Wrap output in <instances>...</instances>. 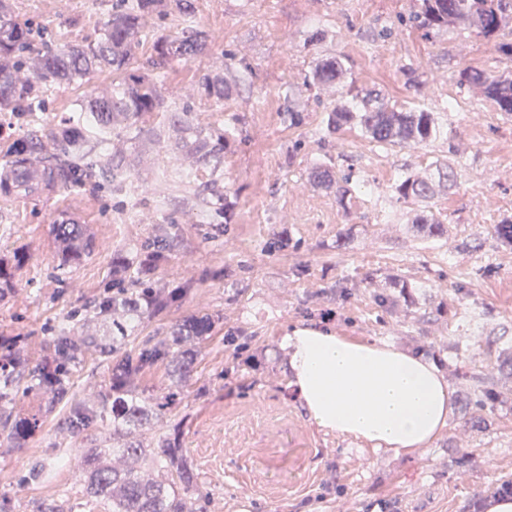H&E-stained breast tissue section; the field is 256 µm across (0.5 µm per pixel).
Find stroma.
Returning a JSON list of instances; mask_svg holds the SVG:
<instances>
[{
  "label": "stroma",
  "instance_id": "obj_1",
  "mask_svg": "<svg viewBox=\"0 0 512 512\" xmlns=\"http://www.w3.org/2000/svg\"><path fill=\"white\" fill-rule=\"evenodd\" d=\"M17 19L37 22L62 47L96 41L112 0H12ZM194 25L208 47L186 62L153 70L164 107L129 133L113 124L100 141L99 182L37 197H0V336L21 337L29 366L51 359L59 328L112 338V273L123 267L126 295L152 286L177 297L153 309L123 349L168 336L202 313L213 321L181 401L144 432L176 436L197 475L201 512H486L497 488L512 483V243L499 224L512 220V117L478 89L459 84L467 67L498 75L512 62L493 43L465 31L426 37L405 25L414 0H194ZM341 57L347 81L378 89L391 106L439 113L443 136L423 145L380 147L358 132L332 135L331 88L314 83L319 61ZM248 66L247 81L217 100L203 77L226 63ZM113 75L60 84L27 119L0 112V156L15 139L76 121L77 99L101 93ZM302 91L303 120L283 110L288 89ZM239 135L221 157L220 179L196 167L193 132L214 138L228 118ZM193 132H185L184 124ZM351 173L352 198L309 179L314 164ZM450 164L452 187L433 198L396 200L402 176L436 179ZM221 196L227 214L207 213ZM442 234L414 225L416 213ZM75 214L93 238L90 253L61 265L52 226ZM158 256L151 278L140 272ZM295 328L384 342L434 363L454 391V414L431 447L410 454L374 450L320 430L302 406L282 348ZM112 358L72 362L73 398H96ZM42 388H19L18 414L39 418L17 442L0 432V512H40L68 500L99 512L84 491L82 448L112 445L94 424L72 436L65 405L49 408ZM49 482L22 484L29 465Z\"/></svg>",
  "mask_w": 512,
  "mask_h": 512
}]
</instances>
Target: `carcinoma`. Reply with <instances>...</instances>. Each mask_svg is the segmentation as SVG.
Returning <instances> with one entry per match:
<instances>
[{"label": "carcinoma", "mask_w": 512, "mask_h": 512, "mask_svg": "<svg viewBox=\"0 0 512 512\" xmlns=\"http://www.w3.org/2000/svg\"><path fill=\"white\" fill-rule=\"evenodd\" d=\"M171 9L188 22L193 3L118 0L97 41L34 55L31 38L40 30L18 22L8 0H0V112H29L44 102L43 86L78 82L94 72L109 70L118 75L111 91L84 97L76 110L92 113L104 128L121 116L128 121V129H135L139 116L160 109L162 96L157 78L129 69V61L148 18ZM407 22L425 36L440 30H466L483 39H496L499 53L512 60V40H508L512 37V0H417ZM207 42L208 35L189 24L174 34L158 37L152 44L151 67L187 61L202 52ZM345 73L344 62L338 56L318 63L313 73L317 83L342 88L328 118L332 132L356 131L383 147L427 144L443 135L437 113L398 110L389 106L379 90L347 89ZM459 83L481 89L498 111L512 116V77L466 68L460 72ZM236 133L233 124L223 128L212 143L195 140L197 162L211 167ZM53 141V150L42 158L37 157L38 139L26 136L13 143L0 161V195L38 196L99 177L101 167L91 157L92 148L83 125L72 122L59 126ZM310 178L317 186L336 189L341 201L350 195L348 174L335 176L319 164L312 167ZM394 192L399 200L422 202L434 194V188L430 182L409 174L395 185ZM54 236L64 265L90 246L81 224H56ZM115 310L122 312L125 319L137 321L149 313L146 306H132L122 299ZM212 327L208 314H198L174 329L171 336L124 353L112 367L109 389L96 403L68 397L63 383L67 364L88 351L108 354L117 346L90 337L78 341L62 331L54 339V362L31 370V381L50 390L54 402L69 404L68 429L72 434L80 435L95 421L112 425L115 445L91 448L81 455L86 493L105 505L106 512H195L197 474L181 449L166 435L158 436L152 448L137 438V434L151 427L154 415L175 403L177 393L156 398L142 396L135 392L134 382L146 367L158 361L168 363L171 377L179 382L185 379ZM16 345L14 338L7 353L0 357V410L4 412L3 428L9 430L11 438L20 440L35 434L38 420L7 412L17 393L20 374L28 369L26 360L16 352Z\"/></svg>", "instance_id": "1"}]
</instances>
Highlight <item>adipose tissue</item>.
<instances>
[{
    "label": "adipose tissue",
    "instance_id": "1",
    "mask_svg": "<svg viewBox=\"0 0 512 512\" xmlns=\"http://www.w3.org/2000/svg\"><path fill=\"white\" fill-rule=\"evenodd\" d=\"M283 341L298 397L320 429L410 452L447 428L453 391L425 358L314 328Z\"/></svg>",
    "mask_w": 512,
    "mask_h": 512
}]
</instances>
